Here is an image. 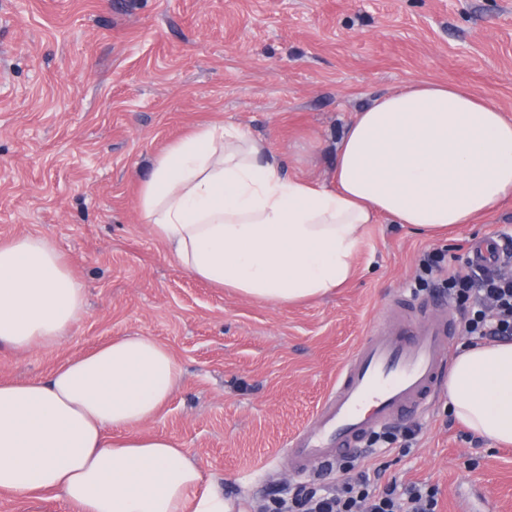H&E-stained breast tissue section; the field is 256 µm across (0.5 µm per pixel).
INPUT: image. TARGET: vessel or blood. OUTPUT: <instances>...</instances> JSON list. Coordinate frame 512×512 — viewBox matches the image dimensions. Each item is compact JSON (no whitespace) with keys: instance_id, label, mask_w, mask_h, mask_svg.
<instances>
[{"instance_id":"b4317fda","label":"vessel or blood","mask_w":512,"mask_h":512,"mask_svg":"<svg viewBox=\"0 0 512 512\" xmlns=\"http://www.w3.org/2000/svg\"><path fill=\"white\" fill-rule=\"evenodd\" d=\"M408 313L369 332L342 365L312 423L289 444L298 474L358 452L365 438L392 422L423 414L433 402L447 346L456 333L453 312L431 314L407 300Z\"/></svg>"}]
</instances>
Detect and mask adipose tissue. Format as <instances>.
Instances as JSON below:
<instances>
[{
  "mask_svg": "<svg viewBox=\"0 0 512 512\" xmlns=\"http://www.w3.org/2000/svg\"><path fill=\"white\" fill-rule=\"evenodd\" d=\"M511 198L512 119L462 85L415 80L346 125L332 185L288 175L267 140L216 122L152 159L138 207L193 277L292 305L347 285L364 231L380 219L433 237ZM84 312V290L50 241L0 244V346L55 343ZM179 378L164 345L132 335L47 379L0 384V492L53 493L79 512H227L175 441L123 435L160 411ZM448 399L474 434L511 446L512 341L463 348Z\"/></svg>",
  "mask_w": 512,
  "mask_h": 512,
  "instance_id": "adipose-tissue-1",
  "label": "adipose tissue"
}]
</instances>
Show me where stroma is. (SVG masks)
<instances>
[{"label": "stroma", "instance_id": "35a3bbf8", "mask_svg": "<svg viewBox=\"0 0 512 512\" xmlns=\"http://www.w3.org/2000/svg\"><path fill=\"white\" fill-rule=\"evenodd\" d=\"M415 79L464 85L511 118L512 0H0V243L50 240L86 296L61 343L0 348V383L154 337L182 375L135 435L176 440L205 483L259 512L298 482L291 436L391 301L417 286L442 300L437 276L416 280L422 255L448 270L471 243L512 235V199L435 238L380 220L348 286L271 306L182 270L141 223L139 185L212 121L331 182L355 112ZM419 422L412 448L381 451L386 478L436 485L440 512L477 490L487 512H512V446L474 441L444 386Z\"/></svg>", "mask_w": 512, "mask_h": 512}]
</instances>
